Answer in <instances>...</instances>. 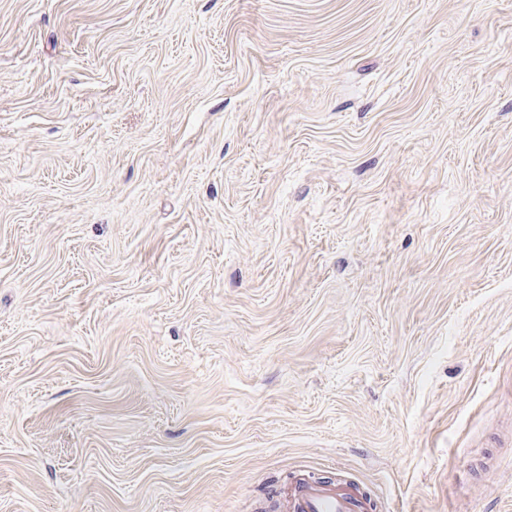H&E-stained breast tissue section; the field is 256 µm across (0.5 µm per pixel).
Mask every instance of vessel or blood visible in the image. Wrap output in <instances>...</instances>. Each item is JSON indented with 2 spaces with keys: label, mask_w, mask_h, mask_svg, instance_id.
<instances>
[{
  "label": "vessel or blood",
  "mask_w": 512,
  "mask_h": 512,
  "mask_svg": "<svg viewBox=\"0 0 512 512\" xmlns=\"http://www.w3.org/2000/svg\"><path fill=\"white\" fill-rule=\"evenodd\" d=\"M372 501L359 490L342 489L307 479L293 493V512H373Z\"/></svg>",
  "instance_id": "vessel-or-blood-1"
}]
</instances>
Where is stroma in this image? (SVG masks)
<instances>
[{
	"instance_id": "obj_1",
	"label": "stroma",
	"mask_w": 512,
	"mask_h": 512,
	"mask_svg": "<svg viewBox=\"0 0 512 512\" xmlns=\"http://www.w3.org/2000/svg\"><path fill=\"white\" fill-rule=\"evenodd\" d=\"M512 512V0H0V512ZM372 500L359 490L305 479L293 493V512H373Z\"/></svg>"
}]
</instances>
